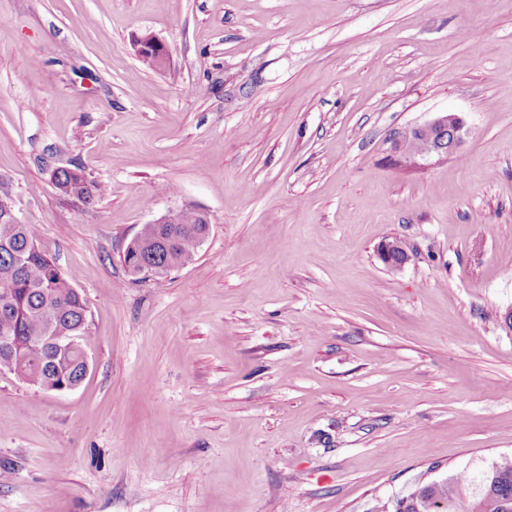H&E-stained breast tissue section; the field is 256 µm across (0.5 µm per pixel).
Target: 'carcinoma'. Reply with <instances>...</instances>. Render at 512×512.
I'll use <instances>...</instances> for the list:
<instances>
[{"label": "carcinoma", "instance_id": "carcinoma-1", "mask_svg": "<svg viewBox=\"0 0 512 512\" xmlns=\"http://www.w3.org/2000/svg\"><path fill=\"white\" fill-rule=\"evenodd\" d=\"M55 185H66L91 201L102 192L74 165L57 173ZM209 231L199 211H183L178 224L146 230L123 264L133 270L146 261L160 275L192 260L199 241ZM85 299L71 286L56 263L38 247L34 227L0 209V331L12 333L24 363L0 356V368L23 370L28 384L42 390L81 379L80 350L57 352L43 345L46 336L85 334ZM405 512H512V456H502L481 467H466L445 477L426 494L409 493Z\"/></svg>", "mask_w": 512, "mask_h": 512}]
</instances>
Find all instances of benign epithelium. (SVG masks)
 Instances as JSON below:
<instances>
[{
    "instance_id": "obj_1",
    "label": "benign epithelium",
    "mask_w": 512,
    "mask_h": 512,
    "mask_svg": "<svg viewBox=\"0 0 512 512\" xmlns=\"http://www.w3.org/2000/svg\"><path fill=\"white\" fill-rule=\"evenodd\" d=\"M135 53L140 57L149 56L156 62V69L166 67L169 59L166 46L152 36L139 38L134 44ZM419 135V150L410 152L406 148L404 133L392 139L391 160L407 167H422L437 157H449L460 152L467 129L463 119L456 113H445L424 124L414 127ZM381 261L391 269L402 267L408 260V253L402 242L385 241L379 247Z\"/></svg>"
}]
</instances>
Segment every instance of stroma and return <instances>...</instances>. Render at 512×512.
Masks as SVG:
<instances>
[{
  "label": "stroma",
  "mask_w": 512,
  "mask_h": 512,
  "mask_svg": "<svg viewBox=\"0 0 512 512\" xmlns=\"http://www.w3.org/2000/svg\"><path fill=\"white\" fill-rule=\"evenodd\" d=\"M444 112L458 154L390 162ZM0 183L92 358L0 371V512H381L512 456V0H0ZM184 208L192 261L131 275ZM134 48L138 57L149 56L153 58L156 62V69L162 70L166 67L169 59L167 48L153 36L148 35L137 39ZM56 177L55 186L57 189L59 185H66L78 194L85 196L86 200L83 197L66 196L74 205H85L87 204L86 201H92L96 194L102 192L100 185L88 181L83 170L76 165L61 168ZM179 213L164 215L150 223L161 225H152L133 248L125 250L123 264L131 274L142 261L149 262L159 275H164L192 260L210 224L195 209L184 210L180 223L176 224ZM381 261L391 269H399L408 260V253L398 240L384 241L379 247Z\"/></svg>",
  "instance_id": "obj_1"
}]
</instances>
